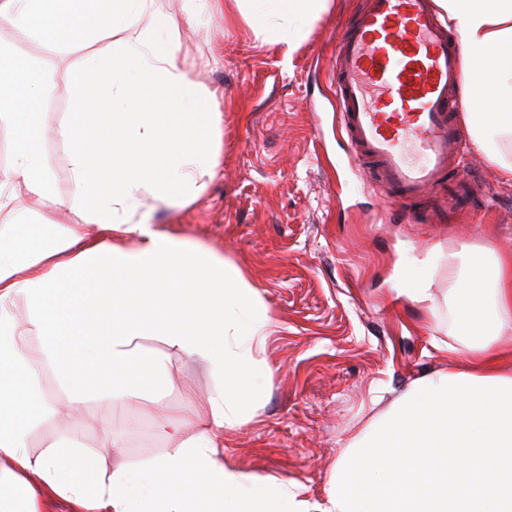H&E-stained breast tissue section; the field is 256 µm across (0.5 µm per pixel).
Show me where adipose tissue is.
<instances>
[{"label":"adipose tissue","instance_id":"obj_1","mask_svg":"<svg viewBox=\"0 0 512 512\" xmlns=\"http://www.w3.org/2000/svg\"><path fill=\"white\" fill-rule=\"evenodd\" d=\"M329 0H224L256 37L294 49ZM455 34L475 145L512 181V0H435ZM148 0H0V24L81 51L76 109L55 128L69 147L74 191L60 200L42 149L41 66L0 46V512H305L274 477L224 461L265 377L270 319L240 269L149 223L144 197L185 206L220 165L216 96L183 70L176 31L143 24ZM112 44L101 55L84 32ZM66 208L70 223L36 220L27 203ZM448 279V340L465 371L418 380L371 420L336 464L319 512H512V257L462 246L412 259L407 295L434 304ZM24 301L27 312L13 309ZM157 348H149V341ZM215 375L188 418L158 421L172 452L107 469L120 438L87 417L93 398L149 404L180 384L172 355ZM52 374L54 397L41 389ZM68 416L98 433L97 454L68 437L29 449L44 421Z\"/></svg>","mask_w":512,"mask_h":512}]
</instances>
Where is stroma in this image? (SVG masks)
<instances>
[{
    "label": "stroma",
    "instance_id": "1",
    "mask_svg": "<svg viewBox=\"0 0 512 512\" xmlns=\"http://www.w3.org/2000/svg\"><path fill=\"white\" fill-rule=\"evenodd\" d=\"M363 0H329L294 50L257 39L217 4L196 25L184 0H152L148 18L173 20L188 78L217 92L222 117L216 177L191 204L158 208L155 221L211 248L242 270L272 318L261 396L224 435V459L285 482L308 507L325 505L345 445L415 381L463 370L465 358L435 349L446 317L393 289L412 256L461 245L512 255V183L475 146L460 116L456 156L472 179L470 203L449 206L446 177L416 203H391L374 188V166L347 162L339 128L336 42ZM36 60L48 83L39 108L49 123L74 111L71 76L79 55L0 27V41ZM183 388L166 391L152 412L107 399L87 403L123 440L108 462L130 466L171 446L157 416L189 413L185 394L216 380L199 362L174 357Z\"/></svg>",
    "mask_w": 512,
    "mask_h": 512
}]
</instances>
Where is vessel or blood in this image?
I'll return each instance as SVG.
<instances>
[{
    "label": "vessel or blood",
    "mask_w": 512,
    "mask_h": 512,
    "mask_svg": "<svg viewBox=\"0 0 512 512\" xmlns=\"http://www.w3.org/2000/svg\"><path fill=\"white\" fill-rule=\"evenodd\" d=\"M460 57L433 0H366L338 41L336 98L353 162L371 160L394 203L424 197L448 168Z\"/></svg>",
    "instance_id": "obj_1"
}]
</instances>
